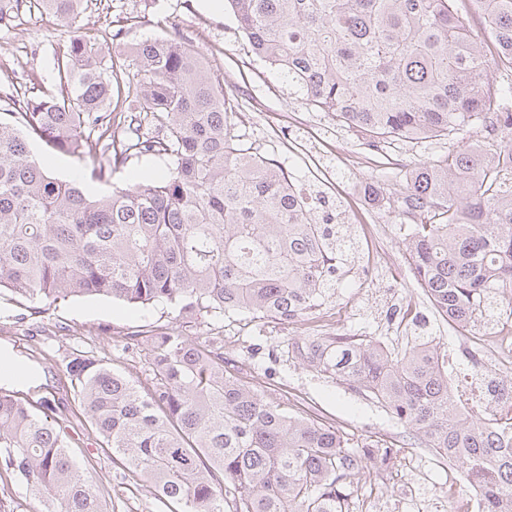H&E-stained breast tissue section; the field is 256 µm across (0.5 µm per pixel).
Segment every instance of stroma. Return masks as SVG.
I'll use <instances>...</instances> for the list:
<instances>
[{"instance_id":"35a3bbf8","label":"stroma","mask_w":512,"mask_h":512,"mask_svg":"<svg viewBox=\"0 0 512 512\" xmlns=\"http://www.w3.org/2000/svg\"><path fill=\"white\" fill-rule=\"evenodd\" d=\"M79 35L97 42L104 53L131 55L142 41L154 38L193 43L211 71L237 99L234 133L262 155L277 161L294 182L312 191L332 188L345 223L370 227L379 243L372 262L351 256L348 273L323 308L337 313L334 332L354 336H388L391 317L414 302L418 316L407 321L405 346L429 336L442 350H460L462 339L418 288L401 251L399 221L390 212L364 206L357 188L371 182L394 183L420 158L447 152L448 143L395 142L377 154L362 140L334 127L279 72L252 54L230 9L210 8L207 0H91L78 23ZM70 33L58 21L22 11L0 22V113L9 111V86H33L35 93L54 90L58 75L54 55L65 49ZM181 317L169 305L131 307L104 298L70 297L53 303L29 302L0 292V350L35 356L47 373L50 391L64 387V358L72 350L108 357L114 368L147 382L143 352L126 347L128 337L161 333ZM224 341V358L243 376L254 379L293 414L314 413L341 427L354 443L377 440L394 444V465L378 474L365 470L358 483L354 512H464L467 488L448 498L449 477L460 466L432 462L433 453L411 444L405 427L374 400L317 373L292 352L302 341L300 328L273 318L243 313L209 326L197 337ZM73 453L108 492L109 512H170L146 490L123 479L120 469L101 453H91L87 422L76 423Z\"/></svg>"}]
</instances>
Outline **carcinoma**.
<instances>
[{
    "label": "carcinoma",
    "mask_w": 512,
    "mask_h": 512,
    "mask_svg": "<svg viewBox=\"0 0 512 512\" xmlns=\"http://www.w3.org/2000/svg\"><path fill=\"white\" fill-rule=\"evenodd\" d=\"M495 45L489 57L454 0H227L251 52L307 101L372 148L448 141L405 183H371L374 205L404 226V258L436 312L465 338L512 307V0H469ZM72 28L88 0H0ZM136 82L122 54L75 36L56 57L54 93L6 97L0 115V290L27 300L103 296L130 306L168 303L188 322L237 311L283 322L334 294L354 242L294 195L282 166L232 132L237 103L195 46L169 39L135 47ZM497 119L481 152L463 133ZM106 162L108 181L132 156L169 172L108 195L53 176L31 145ZM129 345L146 352L150 385L104 358L73 353V396L32 402L11 382L42 389L40 366L4 351L0 473L26 485L38 512H108L72 457L68 401L98 449L165 505L184 512H351L385 444L354 445L339 427L293 415L228 368L224 349L181 328ZM302 361L377 401L417 443L461 466L483 512H512V411L487 425L464 417L436 345L386 351L372 336L309 343Z\"/></svg>",
    "instance_id": "carcinoma-1"
}]
</instances>
